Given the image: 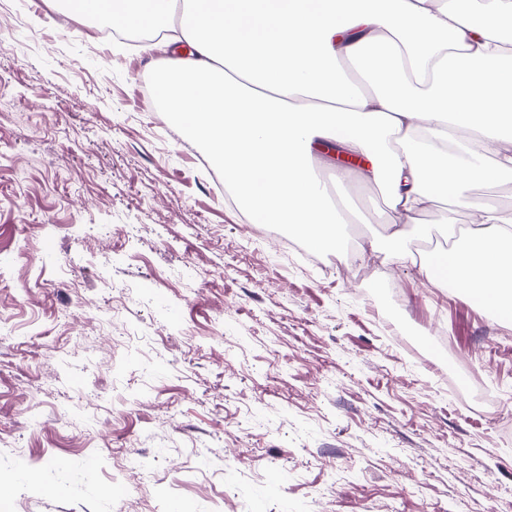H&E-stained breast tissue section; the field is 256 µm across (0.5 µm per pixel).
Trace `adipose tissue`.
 <instances>
[{
	"label": "adipose tissue",
	"mask_w": 512,
	"mask_h": 512,
	"mask_svg": "<svg viewBox=\"0 0 512 512\" xmlns=\"http://www.w3.org/2000/svg\"><path fill=\"white\" fill-rule=\"evenodd\" d=\"M116 29H167L159 97L204 142L255 224H297L335 248L338 206L308 169L314 152L357 155L389 197L390 258L512 321V213L481 208L451 246L416 261L406 227L438 200L512 172V0H101Z\"/></svg>",
	"instance_id": "1"
}]
</instances>
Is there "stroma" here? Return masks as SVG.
<instances>
[{"instance_id": "obj_1", "label": "stroma", "mask_w": 512, "mask_h": 512, "mask_svg": "<svg viewBox=\"0 0 512 512\" xmlns=\"http://www.w3.org/2000/svg\"><path fill=\"white\" fill-rule=\"evenodd\" d=\"M58 8L0 0V512H512V324L393 264L358 176L335 250L253 232L144 106L174 45ZM470 201L405 247L512 210V174Z\"/></svg>"}]
</instances>
